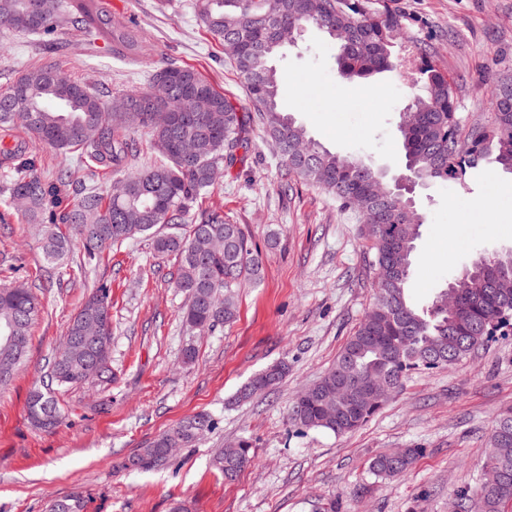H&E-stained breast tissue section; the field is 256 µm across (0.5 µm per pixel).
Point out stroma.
I'll return each mask as SVG.
<instances>
[{"mask_svg":"<svg viewBox=\"0 0 512 512\" xmlns=\"http://www.w3.org/2000/svg\"><path fill=\"white\" fill-rule=\"evenodd\" d=\"M192 0L158 11L156 0H112L113 14L146 40L138 61L117 58L103 41L74 28L53 38L0 28V86L23 71L54 66L114 95L145 85L157 65L194 69L234 103L245 91L221 45L200 25ZM403 16L407 39L454 84L463 123L484 118L492 92L512 78V0H374ZM275 65L280 106L323 147L364 158L393 176L403 170L396 126L417 71L391 72L339 86L336 60L311 29L286 46ZM377 89L365 98V88ZM242 163L225 173L209 203L223 207L256 243L265 276L243 282L238 316L212 331L189 328L185 298L173 286L174 257L135 239L84 264L75 248L61 267L47 265L41 227L0 200V286L28 283L41 307L24 364L0 390V512H47L50 498L81 493L86 512H448L457 490L475 487L499 415L512 410V325L462 362L418 370L365 426L337 436L298 433L288 422L292 398L334 362L371 306L373 253L360 218L335 196L295 178L281 193V168L261 126H247ZM27 144L38 173H78L64 187L70 206L81 185L108 191L112 173L75 154L28 138L19 126L0 139ZM512 176L485 165L470 191L456 183L418 191L425 216L413 253L408 294L427 304L438 288L480 255L512 249ZM103 283L112 290V383L59 388L62 421L34 427L27 400L45 380L48 362L70 320ZM196 358L184 363L183 350ZM289 372L251 400L232 403L248 379L280 360ZM205 412L216 429L196 447L177 449L159 471L121 469L139 448L185 417ZM249 440L252 459L232 483L211 466L216 449ZM422 448L410 471L382 479L370 471L376 454Z\"/></svg>","mask_w":512,"mask_h":512,"instance_id":"35a3bbf8","label":"stroma"}]
</instances>
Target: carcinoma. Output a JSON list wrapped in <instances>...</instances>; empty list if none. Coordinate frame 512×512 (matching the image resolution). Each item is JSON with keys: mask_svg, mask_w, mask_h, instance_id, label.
Listing matches in <instances>:
<instances>
[{"mask_svg": "<svg viewBox=\"0 0 512 512\" xmlns=\"http://www.w3.org/2000/svg\"><path fill=\"white\" fill-rule=\"evenodd\" d=\"M198 20L224 47L245 87L263 132L287 175L321 187L361 215L373 251L375 298L334 364L316 381L317 396L298 393L289 422L298 432L324 430L349 434L362 427L381 406L356 407V388L339 384L345 374L358 380L382 377L389 397L415 370L433 369L469 357L498 329L512 323V252L479 257L418 307L409 301L412 254L424 216L406 206L392 184L363 158L331 152L315 143L307 130L278 106L280 79L271 59L290 39L314 27L336 49L338 77L367 79L394 68L390 48L403 38L402 16L364 0H195ZM0 26L46 33L69 26L100 30L107 26L121 57L135 60L145 44L136 31L105 19L93 0L81 12L64 13L60 0H0ZM420 61L422 86L400 114L397 125L406 160L404 176L421 186L457 182L492 156L512 175V80L492 94L490 119L468 127L456 112L453 83L430 64L422 47L408 46ZM22 126L36 140L64 153H77L112 170L118 187L101 193L87 187L70 209H59L66 175L50 180L26 173L32 167L26 148L0 145L15 176L0 180V197L42 225L44 261L62 265L71 247L81 246L92 260L106 248L139 235L154 250L178 259L175 288L187 300L183 317L203 331L229 326L237 317L236 288L245 279L259 282V255L240 225L224 209L202 206L214 186L216 170L229 171L245 144L244 116L224 93L191 68L166 64L154 68L147 87L112 98L76 82L53 66L31 69L0 87V127ZM145 129L159 162L136 168L140 149L131 132ZM71 224L72 239L57 230ZM110 288L102 285L69 323L67 346L56 351L49 383L29 395L27 413L37 427L58 424L63 413L55 387L112 382L111 351L97 362L82 338L94 331L112 344ZM39 311L37 297L23 284L0 288V388L9 385L26 358L31 325ZM288 372L281 361L256 373L239 389L246 401L273 387ZM216 425L208 414L187 417L130 457L124 467L150 471L169 462L167 449L191 448ZM508 434L502 448H487L483 465L505 467L509 480L489 492L484 512H503L512 502V413L501 415L492 436ZM251 444L241 440L213 459L224 480L233 481L251 460ZM422 448H399L370 462L374 474L397 477L423 454ZM477 490L455 494L452 512H469ZM78 495L51 500L49 512H84Z\"/></svg>", "mask_w": 512, "mask_h": 512, "instance_id": "cac0c4a2", "label": "carcinoma"}]
</instances>
